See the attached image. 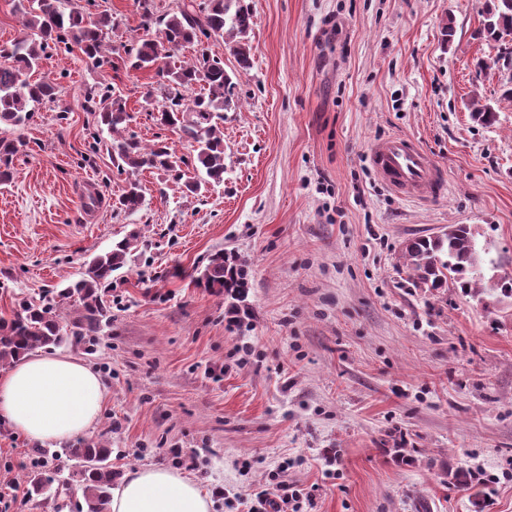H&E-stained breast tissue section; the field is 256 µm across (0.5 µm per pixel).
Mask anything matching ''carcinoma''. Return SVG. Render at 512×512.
<instances>
[{"mask_svg":"<svg viewBox=\"0 0 512 512\" xmlns=\"http://www.w3.org/2000/svg\"><path fill=\"white\" fill-rule=\"evenodd\" d=\"M22 30L0 48V126L22 127L36 108L56 100L59 86L49 81L31 82L29 72L40 67L51 50L78 48L94 68L109 62L107 35L115 21L93 17L66 0H18ZM143 34L125 49L123 63L135 71H152L160 99L146 105L156 110L155 119L172 128L193 151L189 159L179 157L163 141L144 145L133 136L121 135L132 121L126 99L111 87L94 85L87 102L98 113V125L112 140L106 144L112 167L127 174L125 186L112 203L118 212L133 214L144 204L138 174L162 172L183 182L186 191L199 194L224 184V121L238 109L236 74L224 61L201 51L192 60L179 57L183 48L201 37L227 35L235 43L233 53L242 69L250 66L248 34L254 24L245 0H200L191 7L176 6L162 11L154 0H141ZM484 32L494 41L512 37V0H486ZM26 143L0 132V184L14 177V161ZM194 176H186V167ZM137 247L132 234L112 249L85 263L76 279L52 296L39 301L22 300L11 319H0V368L13 365L21 356L38 349L59 347L68 341L96 344L107 319L105 297L112 291L113 274L129 266ZM404 264L423 288L437 290L460 284H481L480 259L470 228L456 224L453 231L410 240L403 253ZM197 283L221 296L224 290L243 287L237 265L220 251L211 256ZM73 307L76 317L62 321L63 306ZM79 468L72 477L83 489L87 512H108L112 486L119 473L109 462L111 449L99 441L82 440L66 449Z\"/></svg>","mask_w":512,"mask_h":512,"instance_id":"carcinoma-1","label":"carcinoma"}]
</instances>
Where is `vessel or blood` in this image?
Returning a JSON list of instances; mask_svg holds the SVG:
<instances>
[{"instance_id":"1","label":"vessel or blood","mask_w":512,"mask_h":512,"mask_svg":"<svg viewBox=\"0 0 512 512\" xmlns=\"http://www.w3.org/2000/svg\"><path fill=\"white\" fill-rule=\"evenodd\" d=\"M367 160L380 184L400 199L426 201L446 189L443 170L409 136L395 134L378 140Z\"/></svg>"}]
</instances>
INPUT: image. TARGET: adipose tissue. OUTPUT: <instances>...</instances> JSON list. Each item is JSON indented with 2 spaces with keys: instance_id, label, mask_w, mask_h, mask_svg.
I'll return each mask as SVG.
<instances>
[{
  "instance_id": "adipose-tissue-1",
  "label": "adipose tissue",
  "mask_w": 512,
  "mask_h": 512,
  "mask_svg": "<svg viewBox=\"0 0 512 512\" xmlns=\"http://www.w3.org/2000/svg\"><path fill=\"white\" fill-rule=\"evenodd\" d=\"M105 392L96 371L69 355L37 353L0 375V422L28 440L65 442L88 434ZM197 484L160 467L130 470L110 512H210Z\"/></svg>"
}]
</instances>
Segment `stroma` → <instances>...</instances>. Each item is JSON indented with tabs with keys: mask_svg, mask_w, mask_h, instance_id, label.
<instances>
[{
	"mask_svg": "<svg viewBox=\"0 0 512 512\" xmlns=\"http://www.w3.org/2000/svg\"><path fill=\"white\" fill-rule=\"evenodd\" d=\"M484 2L249 0L248 69L228 40L203 43L237 73L223 186L194 195L145 171L131 215L112 210L125 177L93 141L84 91L119 87L127 134L189 154L145 107L152 73L93 70L77 50L42 61L34 79L60 94L19 129L27 152L0 186V317L138 233L93 351L60 349L101 376L89 437L115 470L159 466L204 493L223 488L211 512H247L288 459L289 482L317 489L312 512H512V294L500 288L512 283V73L483 66L500 49ZM90 10L115 19L110 45L142 34L139 0ZM475 99L495 108L494 125L473 118ZM393 134L444 168L439 200L407 202L377 181L368 151ZM451 224L469 225L482 286H415L405 242ZM219 250L247 274L253 317L233 327L227 299L195 281ZM460 468L479 485L451 483ZM73 470L61 444L0 423V512H87ZM34 473L44 488L31 497Z\"/></svg>",
	"mask_w": 512,
	"mask_h": 512,
	"instance_id": "obj_1",
	"label": "stroma"
}]
</instances>
